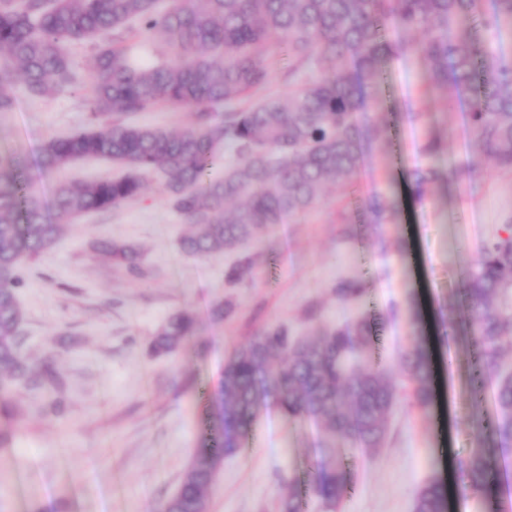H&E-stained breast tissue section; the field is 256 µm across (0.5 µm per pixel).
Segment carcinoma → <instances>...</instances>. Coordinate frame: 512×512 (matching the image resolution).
<instances>
[{"label":"carcinoma","instance_id":"cac0c4a2","mask_svg":"<svg viewBox=\"0 0 512 512\" xmlns=\"http://www.w3.org/2000/svg\"><path fill=\"white\" fill-rule=\"evenodd\" d=\"M512 32V0H0V54L15 62L27 90L45 96L73 85L66 52L70 41H95L83 85L91 111L122 121L67 137H53L40 152V166L57 172L85 158L115 164V178L62 183L52 213L31 194L22 159L0 154V382L39 388L21 353L22 314L16 288L22 258H34L57 240L64 226L90 212H105L148 189L145 175H167V202L190 225L180 241L188 256L238 249L292 215L320 202L329 182L352 181L363 144L386 134L378 115L361 126L355 113L368 105L383 109L385 68L394 58L417 62L424 94L444 111L466 112L470 139L512 173V56L496 49L503 31ZM417 32L413 41L402 32ZM141 33L168 54L139 63L128 40ZM277 52L288 75L333 68L284 98L242 106L272 79L268 58ZM13 76L0 67V112L14 98L3 84ZM159 104L191 112L179 132L140 126L137 114ZM224 107V116L214 112ZM428 167L418 174L414 200L427 198V184L452 169L441 138L430 132L423 146ZM224 166V178L212 171ZM379 224L392 204L376 197L369 207ZM95 249L130 275L143 276L139 249L101 239ZM243 257L225 272L234 285L249 269ZM464 291L471 304L470 340L476 361L470 376L473 397L494 381L495 413L469 417L479 438L459 462L463 491L487 500L500 497L502 474L489 448L512 447V372L499 371L512 351V238L486 243L468 270ZM359 283L336 288L342 302L363 300ZM195 315L173 314L152 342L157 356L174 353L193 335ZM373 324L363 317L313 336L295 338L284 325L272 327L236 349L212 400L202 448L187 466L180 487L160 512H207L208 492L224 458L237 454L251 424L273 401L288 420L310 418L324 430L326 448L310 486L327 512H335L353 490L350 471L336 443L366 451L384 446L389 418L400 401L426 413L434 402V369L428 351L409 346L400 357L404 384L370 366ZM279 512H301L299 494L288 489ZM414 512H448L442 482L423 485Z\"/></svg>","mask_w":512,"mask_h":512}]
</instances>
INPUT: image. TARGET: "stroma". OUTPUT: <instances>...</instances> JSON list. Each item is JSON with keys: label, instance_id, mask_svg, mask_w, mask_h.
<instances>
[{"label": "stroma", "instance_id": "stroma-1", "mask_svg": "<svg viewBox=\"0 0 512 512\" xmlns=\"http://www.w3.org/2000/svg\"><path fill=\"white\" fill-rule=\"evenodd\" d=\"M385 88L390 128L365 148L353 186H328L319 204L239 250L184 254L179 240L188 226L162 195L165 175L154 173L146 196L84 215L37 257L23 260L22 353L54 379L38 391L0 389V512H158L201 446L209 397L227 358L272 326L306 336L369 316L377 334L373 364L396 380L401 353L422 336L434 357L472 362L471 345L448 343L447 324L470 333L462 277L485 242L506 234L512 175L495 169L468 139L463 113H440L422 96L414 65L391 60ZM4 89L16 107L0 113V152L25 161L31 191L44 203H51L57 182L116 174L110 162L95 159L56 174L40 168L47 139L112 122L90 112L79 87L40 97L16 79ZM420 112L428 121L417 120ZM430 125L455 169L431 184L419 204L411 183L424 165ZM473 166L479 178L470 177ZM376 195L394 204L393 223L373 222L368 202ZM104 238L135 244L143 276L131 277L95 251ZM243 256L249 270L227 286V269ZM344 281L365 285V303L338 301L335 290ZM186 308L196 316L194 336L174 354L150 356L158 330ZM471 412L463 399L444 414L398 406L383 448L345 449L354 489L339 512H413L420 488L448 476L439 420L448 423L457 461L471 446ZM322 442L314 423L265 408L243 449L225 458L207 512H277L289 480L314 479ZM501 458L500 501L461 492L450 498L448 512H494L498 503L512 502V448Z\"/></svg>", "mask_w": 512, "mask_h": 512}]
</instances>
